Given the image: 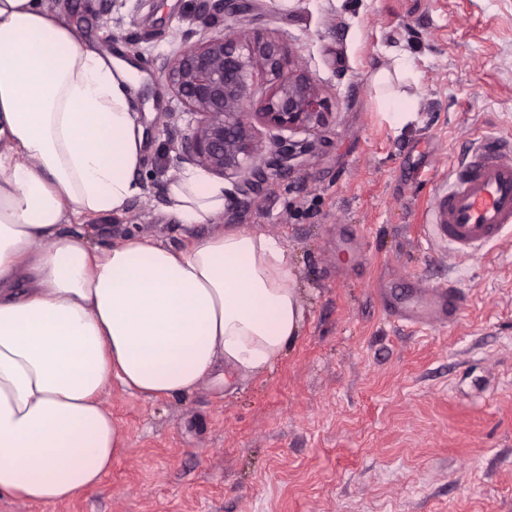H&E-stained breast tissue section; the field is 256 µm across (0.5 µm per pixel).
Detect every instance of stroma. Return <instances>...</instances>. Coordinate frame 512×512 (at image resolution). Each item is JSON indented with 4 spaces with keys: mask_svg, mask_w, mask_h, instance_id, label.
Listing matches in <instances>:
<instances>
[{
    "mask_svg": "<svg viewBox=\"0 0 512 512\" xmlns=\"http://www.w3.org/2000/svg\"><path fill=\"white\" fill-rule=\"evenodd\" d=\"M49 2L141 76L143 192L85 221L91 247L208 233L165 211L191 168L167 130L195 118L160 66L186 33L225 30V0ZM238 2L242 26L283 38L331 104L325 126L293 136L311 152L261 192L225 178L237 204L217 219L279 241L300 332L257 376L151 400L112 386L123 446L102 482L53 505L1 497L0 512H512V238L460 256L426 244L423 224L479 142L512 141V0ZM398 66L405 120L373 83ZM448 281L463 295L448 323L418 332L388 315Z\"/></svg>",
    "mask_w": 512,
    "mask_h": 512,
    "instance_id": "1",
    "label": "stroma"
}]
</instances>
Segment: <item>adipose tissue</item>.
<instances>
[{
  "label": "adipose tissue",
  "instance_id": "obj_1",
  "mask_svg": "<svg viewBox=\"0 0 512 512\" xmlns=\"http://www.w3.org/2000/svg\"><path fill=\"white\" fill-rule=\"evenodd\" d=\"M132 71L46 0H0V497L56 504L98 485L122 442L112 385L150 399L219 369L253 376L303 322L285 251L264 234L221 229L180 250L133 236L105 251L61 235L143 192ZM224 204L199 170L167 188L183 224L214 223Z\"/></svg>",
  "mask_w": 512,
  "mask_h": 512
}]
</instances>
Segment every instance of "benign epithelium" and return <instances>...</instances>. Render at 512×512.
Listing matches in <instances>:
<instances>
[{
    "label": "benign epithelium",
    "instance_id": "1",
    "mask_svg": "<svg viewBox=\"0 0 512 512\" xmlns=\"http://www.w3.org/2000/svg\"><path fill=\"white\" fill-rule=\"evenodd\" d=\"M161 72L172 96L197 117L181 139L180 158L222 177L246 173L254 192L296 155L283 132L316 129L328 120L327 98L292 63L284 40L258 31L230 26L202 36L168 55ZM252 115L268 141L259 137Z\"/></svg>",
    "mask_w": 512,
    "mask_h": 512
}]
</instances>
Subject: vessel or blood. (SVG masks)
Listing matches in <instances>:
<instances>
[{"instance_id":"b4317fda","label":"vessel or blood","mask_w":512,"mask_h":512,"mask_svg":"<svg viewBox=\"0 0 512 512\" xmlns=\"http://www.w3.org/2000/svg\"><path fill=\"white\" fill-rule=\"evenodd\" d=\"M428 222L462 256L512 236V156L502 140L483 141L472 159L454 169L430 203ZM460 303L459 292L448 285L425 293L418 306L396 307L394 317L422 330L454 316Z\"/></svg>"}]
</instances>
